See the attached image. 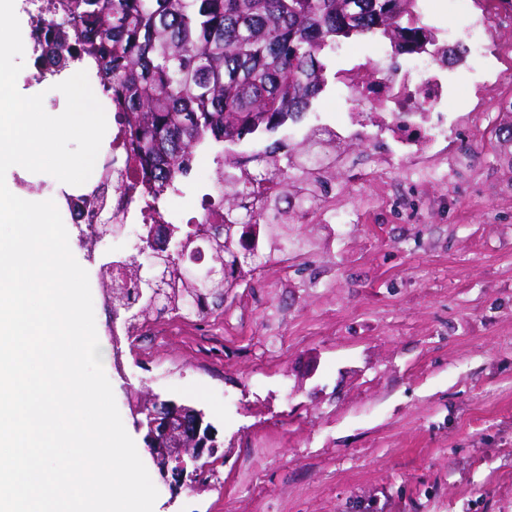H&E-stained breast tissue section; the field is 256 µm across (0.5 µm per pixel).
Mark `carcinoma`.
<instances>
[{"instance_id":"1","label":"carcinoma","mask_w":512,"mask_h":512,"mask_svg":"<svg viewBox=\"0 0 512 512\" xmlns=\"http://www.w3.org/2000/svg\"><path fill=\"white\" fill-rule=\"evenodd\" d=\"M415 0H66L52 23L72 31L45 65L54 72L78 61L121 106L127 134L126 164L147 187L144 217L159 214L165 198L183 193L195 156H213L224 208L208 204L195 224H170L167 233L191 250L174 254L156 295L146 291L155 251L151 234L138 237L130 261L100 265V288L112 311L116 335L132 336L165 313L193 321L224 306L231 289L249 271L223 274L202 283L183 276L192 248L224 270L237 253V238L224 232L223 212L235 210L250 188L230 174L238 162L225 145L248 135L272 133L297 121L326 84V60L336 43L378 33L395 52L422 49L434 41L426 28L410 25ZM265 153L280 180L260 228L269 248L286 253L294 245L290 225L298 209L320 200L327 175L343 166L336 145L318 143L311 130L305 145L286 155ZM108 225L82 231L81 242L95 250Z\"/></svg>"}]
</instances>
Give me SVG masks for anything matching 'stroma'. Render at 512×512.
Masks as SVG:
<instances>
[{"instance_id":"1","label":"stroma","mask_w":512,"mask_h":512,"mask_svg":"<svg viewBox=\"0 0 512 512\" xmlns=\"http://www.w3.org/2000/svg\"><path fill=\"white\" fill-rule=\"evenodd\" d=\"M503 61L479 104L453 101L438 155L391 158L366 111L293 247L270 254L223 308L194 322L155 321L113 344L112 314L78 230L69 246L89 275L102 362L124 426L128 390L201 409L220 446L203 481L171 492L156 468L158 512H512V8L499 4ZM372 37L342 41L324 90L297 123L233 145L250 165L310 128L352 124L334 75ZM214 166L199 155L179 200L200 219Z\"/></svg>"}]
</instances>
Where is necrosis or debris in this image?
<instances>
[{
  "instance_id": "4bbe7bcc",
  "label": "necrosis or debris",
  "mask_w": 512,
  "mask_h": 512,
  "mask_svg": "<svg viewBox=\"0 0 512 512\" xmlns=\"http://www.w3.org/2000/svg\"><path fill=\"white\" fill-rule=\"evenodd\" d=\"M58 0H29L31 6L30 49L35 60L45 50L70 42L69 32L54 30L49 19ZM494 15L488 9L472 13L465 30L448 27L437 40L435 51L409 53V63L398 70H384L364 63L352 64L336 76L341 96L350 113L369 104L389 113L385 130L398 151L409 154L418 143L432 148L446 138L445 124H429L436 111L455 95L458 78L471 64L487 75H497L500 57L494 50ZM145 185L138 175L124 167L120 155L112 157V174L97 185L100 199L113 215L127 224H143L140 200Z\"/></svg>"
}]
</instances>
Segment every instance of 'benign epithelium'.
<instances>
[{
    "mask_svg": "<svg viewBox=\"0 0 512 512\" xmlns=\"http://www.w3.org/2000/svg\"><path fill=\"white\" fill-rule=\"evenodd\" d=\"M136 427H148L146 450L162 478L173 477L180 486L195 479L206 467L205 457H213L218 448L211 425L204 424L199 410L183 409L176 402L155 400L145 419L140 409L129 405Z\"/></svg>",
    "mask_w": 512,
    "mask_h": 512,
    "instance_id": "benign-epithelium-1",
    "label": "benign epithelium"
}]
</instances>
